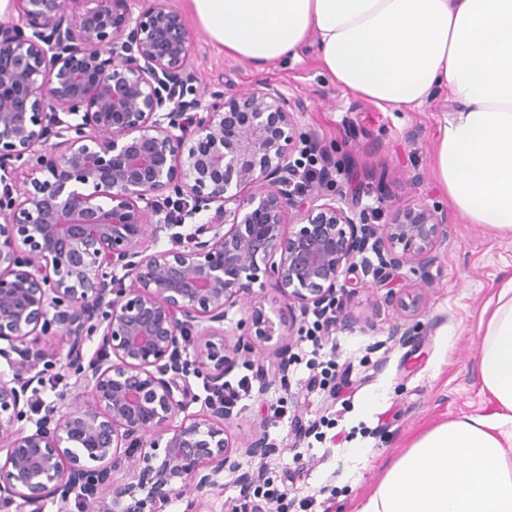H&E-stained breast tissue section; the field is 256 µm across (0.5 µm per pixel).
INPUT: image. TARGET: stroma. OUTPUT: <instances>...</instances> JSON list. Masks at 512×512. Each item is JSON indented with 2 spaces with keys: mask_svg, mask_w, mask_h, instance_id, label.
<instances>
[{
  "mask_svg": "<svg viewBox=\"0 0 512 512\" xmlns=\"http://www.w3.org/2000/svg\"><path fill=\"white\" fill-rule=\"evenodd\" d=\"M189 28L194 88L270 83L302 98L307 109L299 122L316 132L335 161L337 190L388 207L421 202L444 219L432 265H407L384 280L357 271L360 288L337 290L343 308L320 351L321 359L337 362L336 389L314 386L305 366L312 350L309 314L300 320L302 334L258 341L267 379H257L242 359L224 377L232 385L251 381L224 427L237 447L259 433L268 437L274 450L266 476L286 489L288 512H357L419 436L494 411L481 390L477 358L482 310L512 278V234L457 212L435 172L441 126L454 108L446 90L418 108L384 109L335 86L322 70L316 42L260 71L224 56L197 23ZM403 320L414 330L399 342L389 331ZM68 350L55 327L32 348L36 369L56 378L54 385L38 386L36 398L62 409L82 396ZM295 355L299 363L289 365L288 381L280 383L283 358Z\"/></svg>",
  "mask_w": 512,
  "mask_h": 512,
  "instance_id": "stroma-1",
  "label": "stroma"
}]
</instances>
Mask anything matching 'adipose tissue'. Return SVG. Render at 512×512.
Instances as JSON below:
<instances>
[{
  "instance_id": "obj_1",
  "label": "adipose tissue",
  "mask_w": 512,
  "mask_h": 512,
  "mask_svg": "<svg viewBox=\"0 0 512 512\" xmlns=\"http://www.w3.org/2000/svg\"><path fill=\"white\" fill-rule=\"evenodd\" d=\"M226 55L257 69L316 39L335 85L390 108L447 88L434 154L454 207L512 233V0H187ZM477 370L497 406L442 423L384 474L359 512H512V279L483 311Z\"/></svg>"
}]
</instances>
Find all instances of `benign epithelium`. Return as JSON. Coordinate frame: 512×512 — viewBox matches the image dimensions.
Instances as JSON below:
<instances>
[{"instance_id": "obj_1", "label": "benign epithelium", "mask_w": 512, "mask_h": 512, "mask_svg": "<svg viewBox=\"0 0 512 512\" xmlns=\"http://www.w3.org/2000/svg\"><path fill=\"white\" fill-rule=\"evenodd\" d=\"M127 2L14 0L17 20L0 23V169L12 180L0 190V512H42L57 494L65 512L93 472L107 495L87 498V512H162L186 489V512H198L240 466L222 399L176 422L191 397L179 349L194 324L216 336L242 303L255 335L271 336L276 324L254 292L260 276L288 311H320L368 251L382 274L431 265L443 224L424 203L369 224L371 207L329 190L326 154L322 179L295 184L319 150L298 123L305 102L273 85L190 87L183 15L158 2L135 17L120 10ZM38 145L53 152L43 181L16 165ZM186 223V248H143L157 225ZM118 269L129 286L111 287ZM51 308L69 351L98 333L106 358L78 361L86 401L44 406L30 432L20 422L34 363L10 351L51 329ZM255 352L243 339L227 355L199 352L195 364L214 362L207 376L218 384ZM123 448L142 457L128 458L131 483L112 478ZM269 448L260 435L245 454L263 460Z\"/></svg>"}]
</instances>
